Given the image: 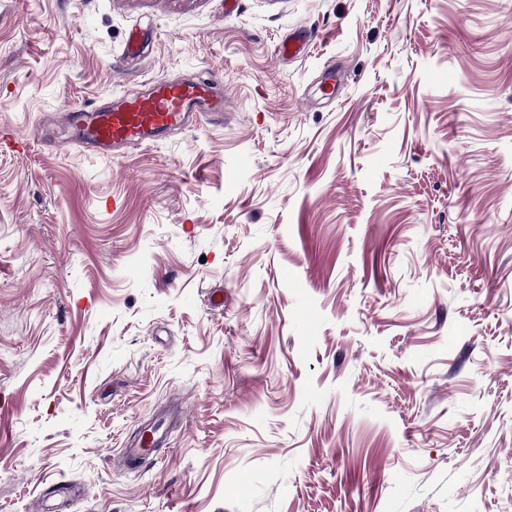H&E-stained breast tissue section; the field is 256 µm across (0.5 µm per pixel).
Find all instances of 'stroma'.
Wrapping results in <instances>:
<instances>
[{
	"mask_svg": "<svg viewBox=\"0 0 512 512\" xmlns=\"http://www.w3.org/2000/svg\"><path fill=\"white\" fill-rule=\"evenodd\" d=\"M7 131L0 512H512V0H0ZM213 88L208 78L157 79L143 97L71 110L77 123L71 141L101 156L128 144L154 143L164 132L186 127L202 114H222L224 98L215 95ZM183 415L180 406H169L152 420L142 424L134 439L121 448L120 453L136 467H145L152 460L156 448L166 445L171 432Z\"/></svg>",
	"mask_w": 512,
	"mask_h": 512,
	"instance_id": "stroma-1",
	"label": "stroma"
}]
</instances>
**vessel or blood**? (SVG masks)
<instances>
[{
  "label": "vessel or blood",
  "instance_id": "vessel-or-blood-1",
  "mask_svg": "<svg viewBox=\"0 0 512 512\" xmlns=\"http://www.w3.org/2000/svg\"><path fill=\"white\" fill-rule=\"evenodd\" d=\"M223 110L224 99L215 95L210 79H158L144 96L73 110L72 119L77 124L73 140L93 154L106 156L124 145L156 142L170 129L188 126L200 115ZM182 415L178 406L159 412L140 426L134 439L122 448V456L136 467L147 466L156 448L168 443Z\"/></svg>",
  "mask_w": 512,
  "mask_h": 512
}]
</instances>
